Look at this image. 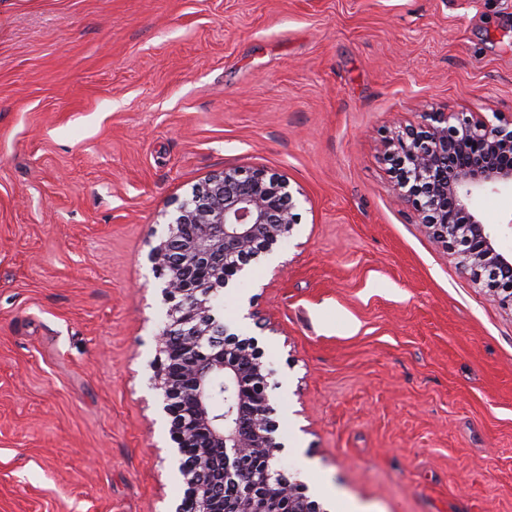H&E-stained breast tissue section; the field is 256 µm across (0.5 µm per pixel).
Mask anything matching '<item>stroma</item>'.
I'll return each instance as SVG.
<instances>
[{"label": "stroma", "mask_w": 512, "mask_h": 512, "mask_svg": "<svg viewBox=\"0 0 512 512\" xmlns=\"http://www.w3.org/2000/svg\"><path fill=\"white\" fill-rule=\"evenodd\" d=\"M424 112L512 125V0H0V512L180 503L149 253L226 168L301 192L219 306L281 384L278 467L327 510L512 512V310L385 153ZM473 208L512 254V193Z\"/></svg>", "instance_id": "1"}]
</instances>
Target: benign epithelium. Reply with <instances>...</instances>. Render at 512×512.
<instances>
[{
    "label": "benign epithelium",
    "instance_id": "1",
    "mask_svg": "<svg viewBox=\"0 0 512 512\" xmlns=\"http://www.w3.org/2000/svg\"><path fill=\"white\" fill-rule=\"evenodd\" d=\"M424 112L395 132L394 187L419 223L475 284L512 306V255L472 209L487 190H512V129ZM289 181L265 169H226L176 201L150 259L165 271L168 321L151 362L185 486L174 512H328L299 480L276 467L278 428L270 383L254 337L233 333L215 297L246 266L274 252L298 224ZM224 390V406L214 397Z\"/></svg>",
    "mask_w": 512,
    "mask_h": 512
}]
</instances>
